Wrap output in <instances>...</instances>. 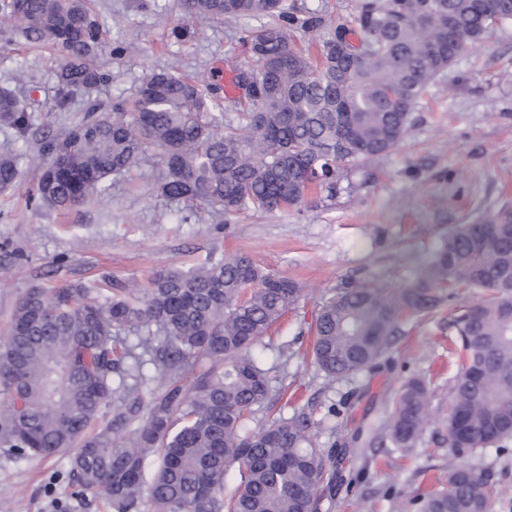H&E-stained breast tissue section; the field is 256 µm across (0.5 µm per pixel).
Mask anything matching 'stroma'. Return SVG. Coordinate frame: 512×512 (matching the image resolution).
Here are the masks:
<instances>
[{
    "label": "stroma",
    "mask_w": 512,
    "mask_h": 512,
    "mask_svg": "<svg viewBox=\"0 0 512 512\" xmlns=\"http://www.w3.org/2000/svg\"><path fill=\"white\" fill-rule=\"evenodd\" d=\"M360 0H287L303 25L298 45H314L336 25L353 21ZM103 27L100 65L111 82L88 89L69 111L53 112L58 61L19 45L0 52V88H14L16 63L27 60L36 101L34 126L60 133L80 119L88 101L131 96L149 72L172 70L217 81L218 71L247 67L240 45L266 17L217 23L183 19L177 0H92ZM316 27H308V20ZM187 21L189 35L171 31ZM136 44L119 54L118 43ZM157 169L145 163L111 180L99 202L69 212L28 203L29 177L0 193V343L9 334L16 301L29 288L108 279L146 284L157 270L188 269L210 256L244 254L272 274L299 282L304 295L270 329L256 354L280 390L247 421L254 430L303 412L319 421L321 447L342 457L335 495L319 491L318 512H415L414 499L455 464L448 449L450 385L458 366L448 352L455 329L447 306L401 318L373 369L330 379L311 357L322 302L335 290L363 283L409 286L415 270L456 225L512 208V23L495 27L467 49L419 98L401 145L389 154L343 165L334 197L314 194L302 211L244 210L220 224L188 202L154 193ZM422 379L432 413L416 448L395 453L384 425L401 384ZM482 472L494 512H512V440L467 458ZM69 459H13L0 444V505L7 512H112L104 498L77 497L68 482Z\"/></svg>",
    "instance_id": "1"
}]
</instances>
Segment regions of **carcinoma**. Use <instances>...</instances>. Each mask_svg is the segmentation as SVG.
<instances>
[{"label": "carcinoma", "mask_w": 512, "mask_h": 512, "mask_svg": "<svg viewBox=\"0 0 512 512\" xmlns=\"http://www.w3.org/2000/svg\"><path fill=\"white\" fill-rule=\"evenodd\" d=\"M185 14L222 21L267 16L242 45L255 86L224 117V102L180 73L144 76L130 98L93 101L62 134L32 132L27 98L0 89V126L21 147L0 153V190L13 188L33 151L30 199L71 211L105 194L106 182L151 160L156 196L186 201L224 224L247 210L300 209L313 190L336 191L342 162L395 150L428 84L468 47L512 21V0H361L355 29L340 28L313 55L295 48L299 23L285 0H182ZM354 35L341 69L328 47ZM57 51L49 112L112 81L98 58L102 26L90 0H0V49L18 42ZM481 298L452 314L459 372L451 387L448 448L460 458L512 439V209L459 224L413 284H362L335 292L317 318L313 359L329 378L381 357L407 311H428L463 290ZM303 289L244 255L156 272L145 286L108 281L27 290L0 346V443L19 460L66 455L78 495L112 512H317L334 478L335 449L297 414L256 431L244 420L277 392L255 347ZM140 337L155 374L121 333ZM431 414L420 379L400 387L385 425L401 454ZM239 484L224 500V477ZM417 512H492L484 476L465 463Z\"/></svg>", "instance_id": "cac0c4a2"}]
</instances>
